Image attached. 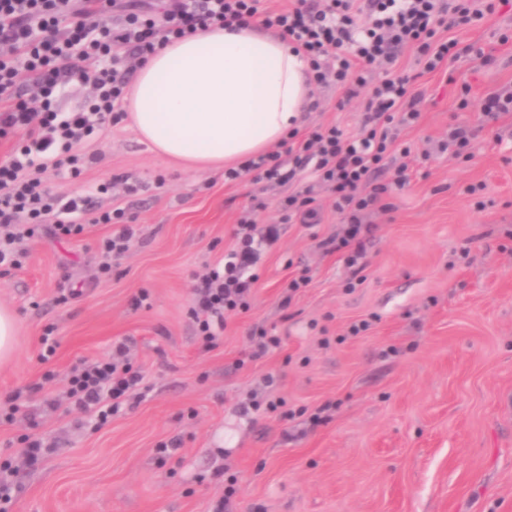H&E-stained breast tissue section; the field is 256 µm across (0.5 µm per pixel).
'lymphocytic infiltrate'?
Instances as JSON below:
<instances>
[{
  "instance_id": "obj_1",
  "label": "lymphocytic infiltrate",
  "mask_w": 512,
  "mask_h": 512,
  "mask_svg": "<svg viewBox=\"0 0 512 512\" xmlns=\"http://www.w3.org/2000/svg\"><path fill=\"white\" fill-rule=\"evenodd\" d=\"M261 0H176L163 17L144 11L139 0H126L122 27L109 26L113 0H0V139L15 132L23 137L8 160L0 162V267H16L26 251L24 239L47 232L58 239L81 236L91 224L123 218V209L96 211L81 197L52 193L47 172L80 175L90 156L77 147L121 119L127 81L119 64L144 61L163 45L202 26L235 29L249 18L287 34L309 61L312 81L335 86L345 98L367 91L358 132L336 125H314L291 133L278 149L225 170L234 181L253 174L265 186H291L280 198L285 220L311 226L321 223L316 188H327L344 226L341 235L322 241L327 251L344 254L356 266L365 253L373 226L367 218L407 181L397 171L392 181H379L392 152L409 154L401 144L402 129L421 117V93L398 59L410 51L424 71L441 70L448 62L473 53L460 46L453 32L481 23L496 10V0H293L292 7L261 13ZM385 75L374 79V66ZM37 78L39 107H31L18 85L21 73ZM79 81L92 87L80 111L63 114L54 108L62 85ZM276 225L258 226L242 217L236 245L194 286L191 314L205 347H215L224 316L249 308L258 280L254 271L261 243H275ZM142 373L134 369L125 343L113 344L108 358L75 366L63 400H51L87 414L95 427L137 403Z\"/></svg>"
}]
</instances>
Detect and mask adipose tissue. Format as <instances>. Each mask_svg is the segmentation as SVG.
<instances>
[{"label": "adipose tissue", "instance_id": "ef3b65f1", "mask_svg": "<svg viewBox=\"0 0 512 512\" xmlns=\"http://www.w3.org/2000/svg\"><path fill=\"white\" fill-rule=\"evenodd\" d=\"M306 59L257 25L202 28L142 63L128 120L161 156L219 167L287 138L306 104Z\"/></svg>", "mask_w": 512, "mask_h": 512}]
</instances>
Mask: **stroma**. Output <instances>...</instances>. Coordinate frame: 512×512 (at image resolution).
Returning <instances> with one entry per match:
<instances>
[{"mask_svg":"<svg viewBox=\"0 0 512 512\" xmlns=\"http://www.w3.org/2000/svg\"><path fill=\"white\" fill-rule=\"evenodd\" d=\"M457 36L495 61L470 54L415 81L422 118L400 134L411 153L393 154L383 174L404 164L410 179L389 196L391 211L371 217L361 282L318 245L342 230L327 190L322 224L283 222L287 188L174 164L127 122L80 145L97 157L81 176H48L54 193L123 208L134 235L108 278L99 243L110 224L77 240L35 236L21 266L0 268V308L18 318L0 400L42 384L26 410L55 444L20 467L8 512H217L231 485L232 512H512V113L488 124L480 109L512 85V4ZM313 96L321 106L304 125L357 131L360 101L341 104L333 87ZM459 123L476 133L468 161L438 149ZM248 209L280 237L261 255L249 310L227 314L208 349L190 314L192 284L234 246ZM302 272L309 285L286 297ZM363 320L369 329L350 335ZM258 327L281 344L254 359ZM49 332L58 346L43 362ZM122 340L145 397L98 430L81 412L47 408L72 366ZM254 396L284 400L293 418L249 410ZM170 441L176 450L160 458Z\"/></svg>","mask_w":512,"mask_h":512,"instance_id":"1","label":"stroma"}]
</instances>
